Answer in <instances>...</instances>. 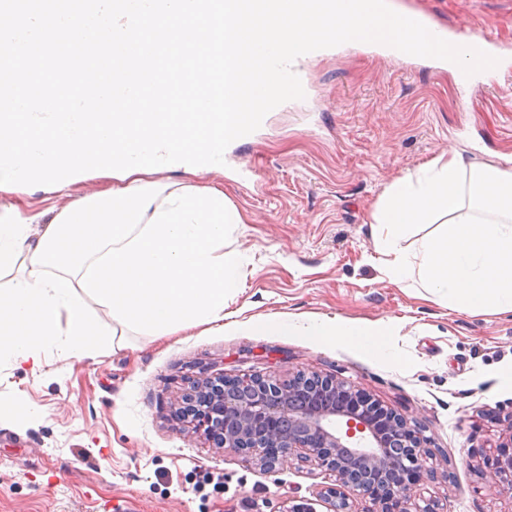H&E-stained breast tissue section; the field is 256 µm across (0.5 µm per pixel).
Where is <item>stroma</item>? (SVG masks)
I'll use <instances>...</instances> for the list:
<instances>
[{"instance_id": "1", "label": "stroma", "mask_w": 512, "mask_h": 512, "mask_svg": "<svg viewBox=\"0 0 512 512\" xmlns=\"http://www.w3.org/2000/svg\"><path fill=\"white\" fill-rule=\"evenodd\" d=\"M450 29L485 28L503 67L496 84L460 91L452 70L346 46L307 67L305 97L231 143L222 169L173 180L220 187L248 216L225 249L244 255L231 318L156 338L134 330L81 359L54 349L43 367L0 358V512H286L333 476L287 459L209 447L173 415L191 381L299 371L335 376L403 415L429 451L413 487L421 512H512L482 474L512 436V312L448 310L444 299L396 285L374 249L371 213L398 176L453 148L471 163L512 154V0H397ZM337 317L400 325L384 355L300 320ZM30 407L12 416L16 405ZM223 473L202 483L205 471Z\"/></svg>"}]
</instances>
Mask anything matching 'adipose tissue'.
I'll return each mask as SVG.
<instances>
[{"label":"adipose tissue","instance_id":"1","mask_svg":"<svg viewBox=\"0 0 512 512\" xmlns=\"http://www.w3.org/2000/svg\"><path fill=\"white\" fill-rule=\"evenodd\" d=\"M42 210L0 208V355L40 366L43 350L82 358L100 351L113 321L151 336L223 327L243 275L227 236L247 217L217 188L149 180L135 173L111 190L75 199L70 188ZM446 229L403 243L418 226ZM375 249L389 279L418 280L456 311L512 312V154L482 167L453 151L387 187L373 214ZM66 326H59V318ZM398 318L375 324L308 321L304 336H334L384 353Z\"/></svg>","mask_w":512,"mask_h":512}]
</instances>
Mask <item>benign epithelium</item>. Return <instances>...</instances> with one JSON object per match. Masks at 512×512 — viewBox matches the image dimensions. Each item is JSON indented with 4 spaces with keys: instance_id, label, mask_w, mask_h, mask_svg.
Listing matches in <instances>:
<instances>
[{
    "instance_id": "7a95c632",
    "label": "benign epithelium",
    "mask_w": 512,
    "mask_h": 512,
    "mask_svg": "<svg viewBox=\"0 0 512 512\" xmlns=\"http://www.w3.org/2000/svg\"><path fill=\"white\" fill-rule=\"evenodd\" d=\"M191 433L275 472L289 457L314 461L336 477L319 498L329 512H410L407 494L430 470L425 439L404 417L334 377L298 372L231 377L220 372L191 385L175 408ZM512 500V452L483 471Z\"/></svg>"
}]
</instances>
